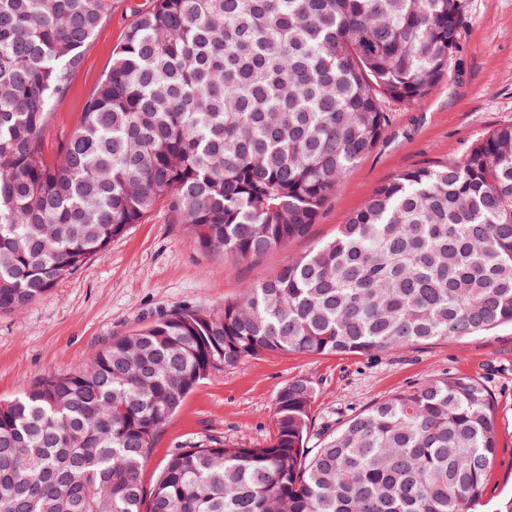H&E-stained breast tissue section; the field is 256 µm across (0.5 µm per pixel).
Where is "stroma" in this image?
<instances>
[{
    "mask_svg": "<svg viewBox=\"0 0 512 512\" xmlns=\"http://www.w3.org/2000/svg\"><path fill=\"white\" fill-rule=\"evenodd\" d=\"M150 2L118 0L72 75L69 94L51 105L48 154L75 129L86 94L111 66L133 22L131 7ZM385 110L388 126L376 148L350 168L307 233L285 246L245 261L201 251L162 202L113 239L104 256L26 309L0 312V399L47 374L80 368L113 339L172 310L221 308L248 284L331 238L378 186L403 171L460 158L488 131L512 124V0H468L455 65L422 105L390 100ZM455 374L480 378L495 400L501 438L488 495L512 491L511 328L376 357L271 353L248 359L187 395L159 433L144 481L153 484L172 451L204 436L243 444L268 440L275 432V395L291 379L313 382L312 425L320 435L382 397Z\"/></svg>",
    "mask_w": 512,
    "mask_h": 512,
    "instance_id": "stroma-1",
    "label": "stroma"
}]
</instances>
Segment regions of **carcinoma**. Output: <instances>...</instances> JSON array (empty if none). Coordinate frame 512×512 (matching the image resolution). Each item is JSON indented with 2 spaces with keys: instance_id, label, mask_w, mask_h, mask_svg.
<instances>
[{
  "instance_id": "1",
  "label": "carcinoma",
  "mask_w": 512,
  "mask_h": 512,
  "mask_svg": "<svg viewBox=\"0 0 512 512\" xmlns=\"http://www.w3.org/2000/svg\"><path fill=\"white\" fill-rule=\"evenodd\" d=\"M112 0H0V311L105 254L164 201L205 252L304 235L460 48L467 0H152L57 157L43 130ZM512 326V125L404 171L212 311L179 309L0 401V512H512L486 497L495 401L472 376L377 400L308 447L315 388L259 444L204 437L151 491L155 439L203 379L269 353L375 356Z\"/></svg>"
}]
</instances>
